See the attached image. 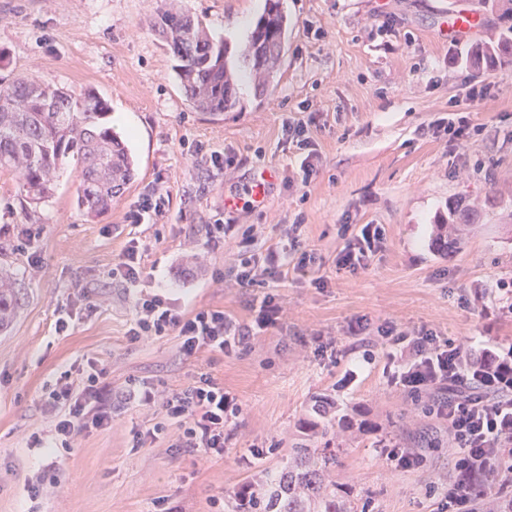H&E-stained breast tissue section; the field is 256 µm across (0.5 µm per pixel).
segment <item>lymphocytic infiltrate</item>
Listing matches in <instances>:
<instances>
[{
  "mask_svg": "<svg viewBox=\"0 0 512 512\" xmlns=\"http://www.w3.org/2000/svg\"><path fill=\"white\" fill-rule=\"evenodd\" d=\"M384 240L380 226L363 225L338 253L337 266L352 272L365 267L370 256L382 249ZM279 313L278 302L269 294L260 301L249 325L237 323L219 309H201L184 317L160 296L153 295L138 299L128 335L136 342L148 336L177 333L180 351L188 358L205 349L230 354L247 346L257 332L275 326ZM384 336L403 356L393 373L395 379L415 392L435 389L449 393L439 405L458 444L448 506L453 512H471V503L482 492L480 476L501 458L504 443L512 441V347L482 349L479 358L465 368L459 348L438 345L431 335L410 336L389 328ZM105 375V368L94 361L88 362L79 376L63 372L44 399L53 415L50 435L35 438V445L70 449L85 432L110 428L112 401L104 396ZM121 399L161 405L162 421L146 432L135 433L136 447L157 439L164 433L166 422L172 421L181 429L177 448L187 453L201 451L211 457L223 456L227 441L224 422L239 411L236 397L207 374L162 398L144 384L133 382Z\"/></svg>",
  "mask_w": 512,
  "mask_h": 512,
  "instance_id": "lymphocytic-infiltrate-1",
  "label": "lymphocytic infiltrate"
}]
</instances>
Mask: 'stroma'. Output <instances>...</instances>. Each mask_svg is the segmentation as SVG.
I'll return each instance as SVG.
<instances>
[{
	"mask_svg": "<svg viewBox=\"0 0 512 512\" xmlns=\"http://www.w3.org/2000/svg\"><path fill=\"white\" fill-rule=\"evenodd\" d=\"M162 5L0 0V78L94 89L137 162L128 189L94 219L76 204L73 168L39 205L0 173V269L24 293L0 332V512H213L216 500L235 512L240 488L275 479L291 448L324 429L340 448L333 478L359 512H440L457 459L452 430L438 393L390 382L395 350L382 330L430 333L465 363L512 345V0H280L290 27L273 82L257 88L236 63L238 103L221 116L195 110L180 89L152 28ZM173 5L238 56L266 0ZM469 11L481 27L448 38L449 17ZM485 47L493 61L474 65ZM287 120L307 125L311 178L300 168L306 152L285 140ZM462 120L468 135L451 138ZM263 167L277 171L266 205L225 210ZM153 195L158 210L129 223ZM456 202L468 218L452 224ZM15 224L42 228L37 265L10 245ZM212 224L230 227L217 251ZM365 224L384 229V249L358 271L338 269L348 234ZM132 239L146 271L134 283L112 273ZM290 242L280 279L237 282L245 250ZM304 252L313 261L302 268ZM155 294L185 317L213 308L248 324L268 294L281 312L235 353L187 358L173 333L130 341L137 300ZM89 297L100 303L90 316ZM63 309L72 320L60 334ZM91 361L116 393L131 379L161 394L203 373L223 382L240 405L223 458L175 451L173 425L134 447L135 432L160 421L156 405L117 407L111 427L76 448L34 447L52 427L47 386ZM385 445L422 465L397 467ZM50 468L57 490L31 497Z\"/></svg>",
	"mask_w": 512,
	"mask_h": 512,
	"instance_id": "1",
	"label": "stroma"
}]
</instances>
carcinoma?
Wrapping results in <instances>:
<instances>
[{"instance_id":"carcinoma-1","label":"carcinoma","mask_w":512,"mask_h":512,"mask_svg":"<svg viewBox=\"0 0 512 512\" xmlns=\"http://www.w3.org/2000/svg\"><path fill=\"white\" fill-rule=\"evenodd\" d=\"M178 13H158L154 29L172 53L175 73L193 107L212 116L237 104L229 48L215 39L202 21L189 33L171 24ZM287 20L279 0L251 30L240 57L250 62L258 86L269 83L280 58ZM55 102L49 108L46 101ZM110 106L91 89H65L26 76L0 83V173L16 176L19 191L33 203L50 198L57 174L67 166L79 177L77 204L97 217L135 177L133 158L107 122ZM23 305L15 279L0 273V330ZM336 449L294 448L288 467L263 491L249 492L246 512H354L332 472ZM477 512H512V497L483 494Z\"/></svg>"}]
</instances>
